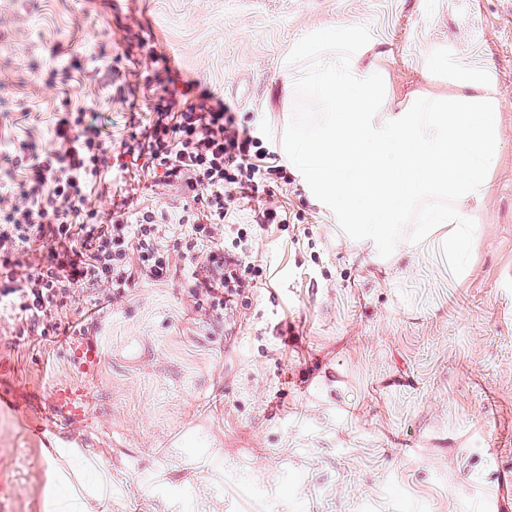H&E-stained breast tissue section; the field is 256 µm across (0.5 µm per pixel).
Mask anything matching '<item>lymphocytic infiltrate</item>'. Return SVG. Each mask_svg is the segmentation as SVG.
<instances>
[{
    "mask_svg": "<svg viewBox=\"0 0 512 512\" xmlns=\"http://www.w3.org/2000/svg\"><path fill=\"white\" fill-rule=\"evenodd\" d=\"M155 97L127 137H109L98 113L78 107L55 122L53 150L37 155L20 144L14 165L25 178L16 189L0 184V321L17 339L86 334V324L67 319L76 297L111 306L139 282L167 280L175 253L191 271L195 305L222 314L251 286L252 230L286 226L276 192L287 166L229 104L188 82ZM134 169L179 186L178 224L138 208L132 189L100 209L107 173Z\"/></svg>",
    "mask_w": 512,
    "mask_h": 512,
    "instance_id": "obj_1",
    "label": "lymphocytic infiltrate"
}]
</instances>
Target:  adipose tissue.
Listing matches in <instances>:
<instances>
[{
    "label": "adipose tissue",
    "mask_w": 512,
    "mask_h": 512,
    "mask_svg": "<svg viewBox=\"0 0 512 512\" xmlns=\"http://www.w3.org/2000/svg\"><path fill=\"white\" fill-rule=\"evenodd\" d=\"M49 512H110L112 469L78 447L56 449L48 459Z\"/></svg>",
    "instance_id": "obj_1"
}]
</instances>
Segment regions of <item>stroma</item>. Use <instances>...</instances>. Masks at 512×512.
Wrapping results in <instances>:
<instances>
[{"label":"stroma","mask_w":512,"mask_h":512,"mask_svg":"<svg viewBox=\"0 0 512 512\" xmlns=\"http://www.w3.org/2000/svg\"><path fill=\"white\" fill-rule=\"evenodd\" d=\"M356 25L372 37L351 67L377 68L399 105L454 94L427 67L439 48L501 94L465 271L442 255L450 225L381 257L289 171L288 226L248 244L268 285L217 317L172 256L171 279L90 321L102 361L69 430L43 428L79 376L67 345H19L0 324V512H45L46 453L71 443L111 466V512H512V0H0V173L20 141L51 150L77 104L126 136L174 72L244 126L285 129L296 43Z\"/></svg>","instance_id":"35a3bbf8"}]
</instances>
